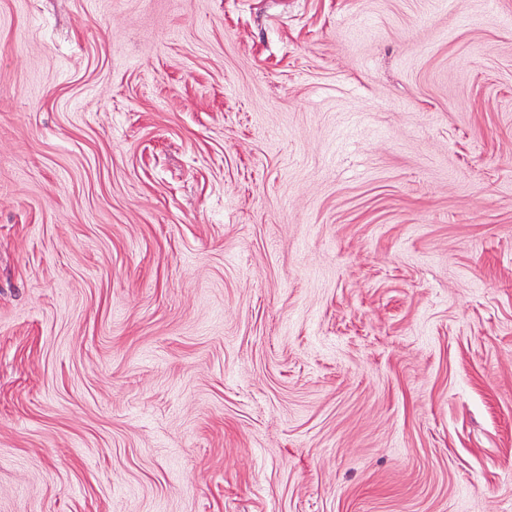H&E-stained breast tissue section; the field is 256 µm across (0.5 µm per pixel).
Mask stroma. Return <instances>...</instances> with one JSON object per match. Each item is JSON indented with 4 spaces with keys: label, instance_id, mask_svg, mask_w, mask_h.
Returning a JSON list of instances; mask_svg holds the SVG:
<instances>
[{
    "label": "stroma",
    "instance_id": "35a3bbf8",
    "mask_svg": "<svg viewBox=\"0 0 512 512\" xmlns=\"http://www.w3.org/2000/svg\"><path fill=\"white\" fill-rule=\"evenodd\" d=\"M0 512H512V0H0Z\"/></svg>",
    "mask_w": 512,
    "mask_h": 512
}]
</instances>
